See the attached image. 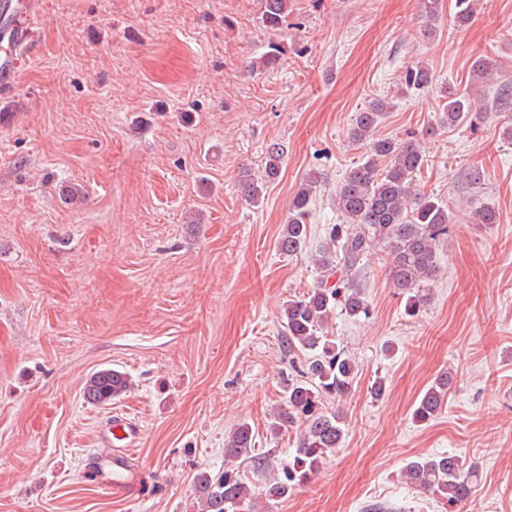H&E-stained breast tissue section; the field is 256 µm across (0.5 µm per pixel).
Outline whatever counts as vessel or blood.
Here are the masks:
<instances>
[{
	"mask_svg": "<svg viewBox=\"0 0 512 512\" xmlns=\"http://www.w3.org/2000/svg\"><path fill=\"white\" fill-rule=\"evenodd\" d=\"M40 9L39 0H0V89L10 90L16 84L23 58L34 44L33 20ZM138 430L129 422H114L98 435L100 451L94 477L112 491L127 484L129 446Z\"/></svg>",
	"mask_w": 512,
	"mask_h": 512,
	"instance_id": "b4317fda",
	"label": "vessel or blood"
}]
</instances>
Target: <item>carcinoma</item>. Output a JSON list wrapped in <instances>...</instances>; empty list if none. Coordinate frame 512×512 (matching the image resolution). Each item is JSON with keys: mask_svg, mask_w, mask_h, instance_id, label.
I'll return each mask as SVG.
<instances>
[{"mask_svg": "<svg viewBox=\"0 0 512 512\" xmlns=\"http://www.w3.org/2000/svg\"><path fill=\"white\" fill-rule=\"evenodd\" d=\"M290 4L291 0H261L263 27L279 29L288 17ZM443 4L444 0H420L426 19L424 36L434 33V22L442 13ZM454 9L457 22L468 23L475 12L474 0H454ZM282 54L279 45L271 44L253 66L272 67ZM404 84L410 91L428 88L429 69L422 64L407 68ZM387 109V103L378 100L355 113L350 136L355 142L373 138L371 154L349 169L336 192L334 204L345 223L333 224L329 229L327 242L315 261L320 278L306 295L289 301L283 311L288 353L300 352L305 358L297 378L288 381L273 429L300 424L295 451L280 467L271 469L265 459L252 455L255 441L251 426L238 424L224 439V472L217 476L203 472L195 479L194 493L203 512H253L252 489L241 470L230 466L232 462L252 460L254 468L268 472L263 487L265 498L282 499L317 475L327 452L341 447L345 418L338 410H323L322 398H343L351 389L356 368L352 357L328 336V323L338 307L350 317L369 314L368 304L350 276L371 251L388 250L389 276L393 287L406 297V315H418L425 303L422 284L436 272L437 248L448 238L454 216L445 202L415 189L425 165L417 138H374ZM471 110L470 98L449 90L439 122L450 128L459 126ZM283 159V147L269 144L262 176L253 175L242 183V192L251 203L263 201L267 184L278 177ZM317 183V176L308 177L290 200L288 223L277 240V247L284 254L295 255L305 245L310 202ZM452 382V373L438 375L416 403L413 420H432L447 403ZM130 385L127 374L103 369L86 381L83 395L93 405H106L126 394ZM403 480L437 495L447 512H460L463 505L473 501L476 492V469L465 468L451 454L418 457L406 465Z\"/></svg>", "mask_w": 512, "mask_h": 512, "instance_id": "carcinoma-1", "label": "carcinoma"}]
</instances>
